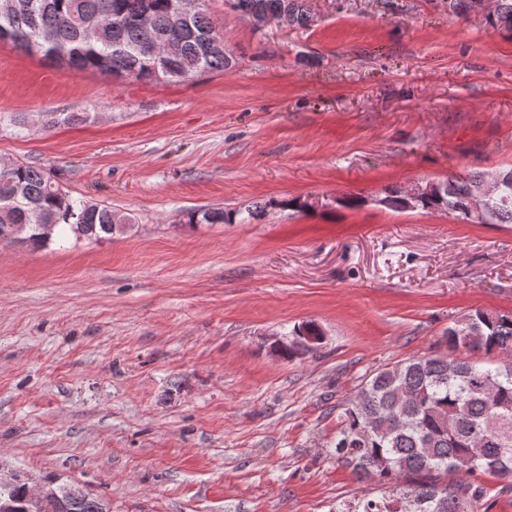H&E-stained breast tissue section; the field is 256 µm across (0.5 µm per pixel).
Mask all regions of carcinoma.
Masks as SVG:
<instances>
[{
  "label": "carcinoma",
  "instance_id": "1",
  "mask_svg": "<svg viewBox=\"0 0 512 512\" xmlns=\"http://www.w3.org/2000/svg\"><path fill=\"white\" fill-rule=\"evenodd\" d=\"M230 11H287L289 27L310 25L307 0H230ZM178 0H17L0 10V38L22 50L31 43L41 56L67 62L75 73L118 71L140 81L189 79L222 71L234 54L212 52L221 37L208 9L177 14ZM149 12V23L138 21ZM100 19L91 40L84 22ZM485 24L512 34V0H493ZM170 32V50L151 53L155 33ZM438 196L413 199L402 189L380 198L393 211L424 210L469 220L483 207L490 224H512V168L450 176ZM260 204L240 216L220 208L193 211L191 224H235L259 218ZM135 220L112 207L72 197L41 166L18 161L0 171V243L16 242L12 226L24 224L22 241L49 243L54 233L99 241L128 231ZM447 350L401 360L365 381L340 415L336 457L362 479L383 483L391 495L365 497L343 512H403L410 494L418 512H480L487 490L478 476L493 474L512 490V313L476 309L448 327ZM91 493L71 512H99Z\"/></svg>",
  "mask_w": 512,
  "mask_h": 512
}]
</instances>
